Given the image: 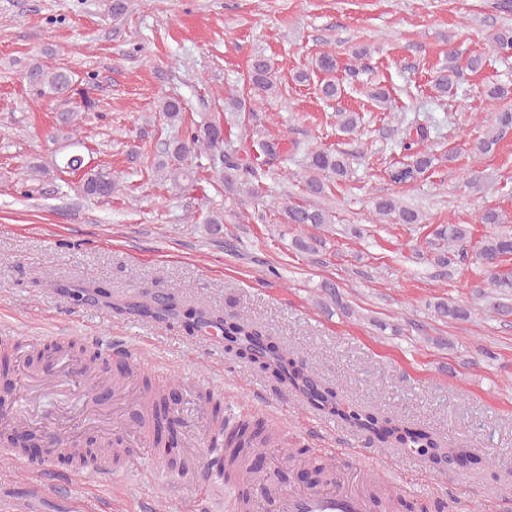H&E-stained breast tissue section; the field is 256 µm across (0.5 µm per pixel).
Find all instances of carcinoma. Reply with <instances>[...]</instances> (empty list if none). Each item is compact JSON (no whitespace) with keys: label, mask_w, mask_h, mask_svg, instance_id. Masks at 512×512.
<instances>
[{"label":"carcinoma","mask_w":512,"mask_h":512,"mask_svg":"<svg viewBox=\"0 0 512 512\" xmlns=\"http://www.w3.org/2000/svg\"><path fill=\"white\" fill-rule=\"evenodd\" d=\"M492 47L499 53L512 54V28H505L492 34ZM460 76L453 54H448V66L441 68L434 79L433 87L437 92L446 95L457 86ZM32 94L38 97H48L66 105L59 111L58 131L68 141V147L83 146L78 136L77 118L79 112L90 111L95 107V101L85 90L75 88L71 74L63 67H54L37 61L29 64L23 74ZM249 83L252 84L254 95L259 99L277 93L278 83L270 60L262 55L252 60L249 69ZM80 96L79 109L70 107L75 96ZM158 111L162 112L167 122L172 125L183 121L186 107L182 99L174 96H163L158 102ZM339 127L345 133L355 131L361 124L360 113L345 108L338 109ZM512 128V111L504 110L496 113L494 126L487 130L483 137L475 143V150L482 154L494 152L501 140V135ZM427 138L425 130L416 129V134L406 136L403 142L404 150L410 152L411 161L395 167L390 171L392 181L396 183L414 182L432 167L433 159L425 151L416 150V146ZM210 152L209 168L224 184V190L231 195L243 199H257L262 196L264 187L260 184L261 176L257 169L242 162L238 151L224 148V128L213 122H205L188 130L186 134L166 144L163 159L158 162L156 169L164 172L165 180L181 188L196 181L197 166L193 160L204 152ZM306 191L313 197H321L329 188V182L336 181L347 175V159L344 153L332 150H311L306 153ZM82 193L87 197L109 198L118 191V181L112 172L104 167L94 166L84 170L80 185ZM281 209L290 224L299 226L312 225L319 227L329 223V212L319 205L291 204L281 201ZM374 211L378 221L391 220L396 224H419L420 214L410 208L400 205L391 197H379L374 202ZM468 230L464 224H445L436 229L438 240L447 247V252L435 255L434 261L440 265L454 263L453 256L464 257V253L456 251L459 243L467 238ZM512 256V233L501 231L486 236L480 242L476 258L486 269L484 287L479 293L495 300L492 308L499 314H512V307L505 300L512 299V272L502 273L498 266ZM137 308L145 314L159 317L181 318V322L192 329L202 330L214 326L224 332V342L227 349L236 351L248 358L252 363L264 370L271 371L281 381L291 385L313 405L321 410L328 409V403L338 402L337 394L331 389L321 393L310 390L313 379L302 370L295 367L282 353L274 351L268 344V337L245 315L225 319L210 312L206 307L199 306L194 311L180 315L176 312L172 296L158 291ZM441 318L450 322H464L469 318V312L462 306L451 302H439L436 305ZM22 342H0V372H10L9 362L15 351L19 350ZM145 389L141 397L142 422L147 428H156L159 421L166 417V399L164 389L156 387L148 380H143ZM329 413L348 422L362 432L372 434L380 442L393 441L404 448H412L423 456L430 455V449L440 447V442L433 434L420 429L404 427L399 423L382 419L375 413L360 409L344 407L329 409ZM270 436L266 427L261 424L243 422L237 425L230 435L228 444L234 446L233 457L251 458L259 453ZM314 482L318 485L330 483L329 476L334 470L330 460L309 457L306 460Z\"/></svg>","instance_id":"obj_1"}]
</instances>
